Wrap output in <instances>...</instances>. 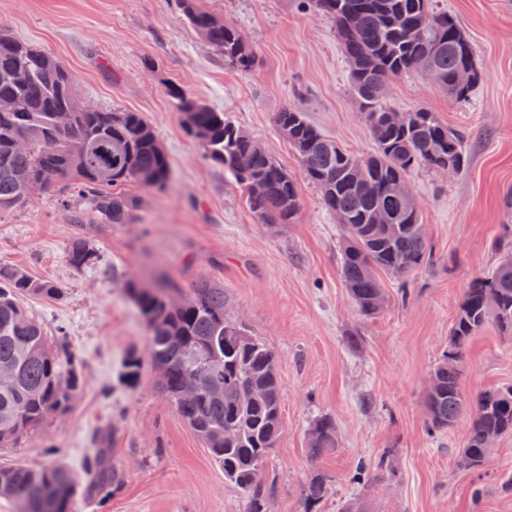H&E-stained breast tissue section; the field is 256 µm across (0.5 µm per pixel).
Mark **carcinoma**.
Returning a JSON list of instances; mask_svg holds the SVG:
<instances>
[{
    "label": "carcinoma",
    "mask_w": 512,
    "mask_h": 512,
    "mask_svg": "<svg viewBox=\"0 0 512 512\" xmlns=\"http://www.w3.org/2000/svg\"><path fill=\"white\" fill-rule=\"evenodd\" d=\"M192 28L224 55V62L250 71L256 55L239 29L206 9L202 0H177ZM331 20L351 67L376 150L358 156L326 137L297 109L274 115L277 130L296 151L321 204L342 224L341 275L360 311L376 314L384 302L380 275L405 280L429 259L420 211L406 186L408 171L423 165L434 171L460 172L467 165L463 135L448 128L428 109L394 112L384 104L389 80L426 72L448 96L466 101L480 74L471 45L448 11L433 0H315ZM467 83L455 81L458 72ZM75 75L50 53L0 35V99L18 107L0 112V210L27 200L28 184L65 183L77 192L100 224H130L138 200L121 192L132 182L153 180L163 186L171 171L157 135L137 112L89 110L78 103ZM186 133L205 157L224 166L241 189L246 204L263 223L291 224L300 210L297 184L259 142L239 126L176 85L167 87ZM68 116L66 123L57 114ZM27 137L24 150L16 135ZM503 252L491 274L466 288L448 334V350L433 368L425 395L426 422L435 432L448 430L472 410L459 464L483 466L487 439L512 436V385L487 389L470 400L462 387L463 362L470 341L486 326L512 338V252ZM97 259L86 241L69 250L80 269ZM149 330L148 357L166 368L160 387L177 413L202 440L224 481L244 495L246 512H267L268 493L261 470L282 427L283 384L275 353L239 321L224 319V289L206 279L181 302L170 281L151 287L126 284ZM62 289L0 266V447L8 448L53 414L70 408L82 388L76 354L65 333L47 336L41 322L28 316V296L58 298ZM143 357L131 351L120 374L133 387ZM197 376V395L181 397L187 373ZM309 453L318 459L338 447L335 421H312ZM94 475L90 494L103 505L123 482L117 470H104L103 454L86 459ZM80 489L76 476L54 462L0 468V499L13 500L20 512H69ZM324 478L316 475L304 489L305 512H319Z\"/></svg>",
    "instance_id": "cac0c4a2"
}]
</instances>
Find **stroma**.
Returning a JSON list of instances; mask_svg holds the SVG:
<instances>
[{
  "mask_svg": "<svg viewBox=\"0 0 512 512\" xmlns=\"http://www.w3.org/2000/svg\"><path fill=\"white\" fill-rule=\"evenodd\" d=\"M465 31L480 79L457 102L421 74L389 82L396 112L426 108L464 136L467 168L452 175L423 167L407 175L421 211L430 260L407 281L384 278V307L363 315L341 278L342 233L307 180L273 115L293 106L354 154L375 148L351 86L331 20L313 0H206L238 27L257 56L253 71L224 62L190 26L176 0H0V30L51 52L77 78L76 96L102 110L138 112L171 166L167 189L139 183L130 224H100L67 186L53 183L23 205L0 211V266L56 282L64 297L30 296L28 312L48 332L65 331L83 386L70 409L48 418L0 467L56 461L83 476L92 438L107 431L124 476L105 510L78 493L71 512H244L204 443L159 390L144 364L137 386L121 384L129 351L147 352L149 332L124 283L168 275L181 298L196 279L224 291V309L274 351L284 386L282 428L263 465L269 512H304L303 489L328 478L321 512L362 498L366 512H512V436L498 440L478 470L460 467L470 423L445 433L426 423L429 375L469 283L500 261L492 248L512 228V0H436ZM224 113L294 176L301 208L291 224L260 222L235 181L187 135L168 84ZM98 254L74 268L73 241ZM512 383V341L485 327L471 341L464 389L477 395ZM336 422L339 446L308 452L312 420ZM387 459L392 474L369 493L357 472ZM483 486L473 501L474 486Z\"/></svg>",
  "mask_w": 512,
  "mask_h": 512,
  "instance_id": "35a3bbf8",
  "label": "stroma"
}]
</instances>
